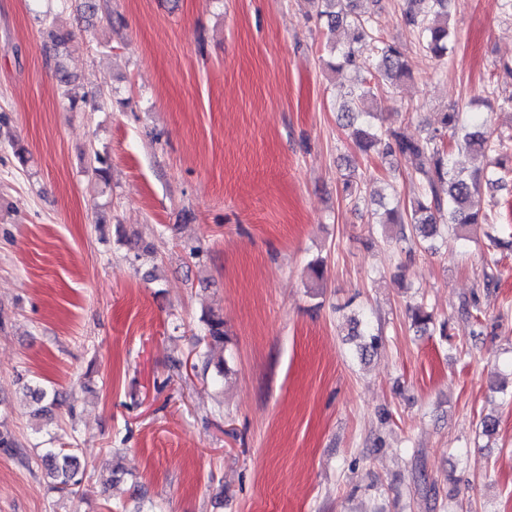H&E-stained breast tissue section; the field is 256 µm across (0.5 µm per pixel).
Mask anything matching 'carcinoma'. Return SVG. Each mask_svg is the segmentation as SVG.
Returning a JSON list of instances; mask_svg holds the SVG:
<instances>
[{"label":"carcinoma","mask_w":512,"mask_h":512,"mask_svg":"<svg viewBox=\"0 0 512 512\" xmlns=\"http://www.w3.org/2000/svg\"><path fill=\"white\" fill-rule=\"evenodd\" d=\"M324 9L317 20L331 28L343 24L353 30V43L340 50L335 73L355 71L369 75L374 86H357L349 89V104L344 106L341 119L360 151L369 155L409 156L417 161L415 181L417 190L410 204L389 211V224H402L400 242L411 253L423 244L452 233L456 239H469L470 227L475 224H491V214L477 207L474 196L481 185L489 188L498 183L496 168L502 165L499 157L507 154L509 143L495 135L491 116L479 113L472 120L464 121L462 112L453 108L441 113L438 127L424 136L411 139L398 131L378 123L379 114L369 105L375 99L373 88L394 85L410 76L404 63V51L400 44L381 37L371 18L354 12V0H321ZM450 0H415L417 8L404 13L403 22L417 35L420 48L431 60H441L451 51L455 33L448 26ZM465 146L472 153L483 157L498 156V160L482 169L475 170L469 178L458 174L452 159L453 149ZM490 248L484 253L483 278L488 282L497 279L500 258L495 250L498 241L489 237ZM411 326L426 333L439 332L448 338V323H435L433 314L421 304L408 306ZM229 337L224 330V319L214 313L204 318V330L197 337L201 349L224 345ZM36 405L35 414L45 415L61 404L58 391L34 381L25 384ZM0 454L14 457L21 454L18 439L4 422L0 421ZM35 465L48 481L51 491L61 497L83 496L84 484L89 479L80 469L73 448H44Z\"/></svg>","instance_id":"obj_1"}]
</instances>
